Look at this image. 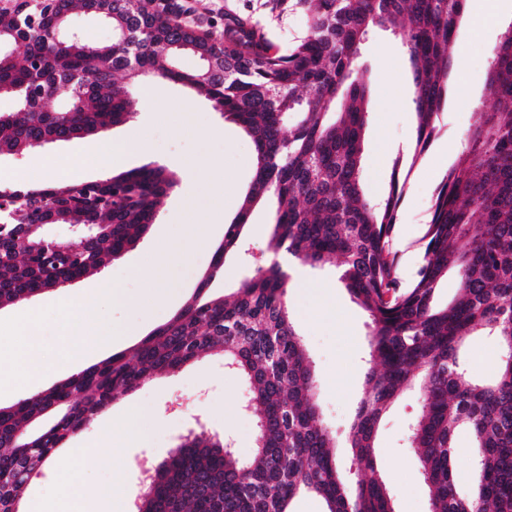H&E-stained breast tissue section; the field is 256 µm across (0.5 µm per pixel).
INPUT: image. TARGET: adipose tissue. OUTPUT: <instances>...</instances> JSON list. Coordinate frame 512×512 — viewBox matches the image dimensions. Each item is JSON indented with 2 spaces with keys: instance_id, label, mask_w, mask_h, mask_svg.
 I'll use <instances>...</instances> for the list:
<instances>
[{
  "instance_id": "adipose-tissue-1",
  "label": "adipose tissue",
  "mask_w": 512,
  "mask_h": 512,
  "mask_svg": "<svg viewBox=\"0 0 512 512\" xmlns=\"http://www.w3.org/2000/svg\"><path fill=\"white\" fill-rule=\"evenodd\" d=\"M103 296L115 304L131 305L135 302L134 297L115 282L103 281L97 287L86 291L70 314V338L61 352L63 360L78 362L84 355L85 340H92L97 348L105 349L123 339L122 330L98 321V304ZM149 422L150 416L146 411L136 405L130 406L128 426L122 434H115L106 428L101 431L102 441L111 445V452L101 453L95 448H87L86 465L113 467L115 456L120 455L124 448L147 444L151 439ZM60 498V512H111L112 496L109 491L100 487L71 486L61 493Z\"/></svg>"
}]
</instances>
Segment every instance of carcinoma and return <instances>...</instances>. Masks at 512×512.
<instances>
[{"label":"carcinoma","mask_w":512,"mask_h":512,"mask_svg":"<svg viewBox=\"0 0 512 512\" xmlns=\"http://www.w3.org/2000/svg\"><path fill=\"white\" fill-rule=\"evenodd\" d=\"M277 17L303 10L308 33L281 48L261 23L226 13L222 33L189 0H56L0 8V155H21L50 140L98 134L129 120V87L143 79L180 83L243 128L255 151L251 184L224 243L192 297L144 337L132 355L116 353L54 386L0 406V512H23V493L57 450L120 395L151 378L217 355L241 381V402L256 417L255 447L241 458L208 431L190 432L153 464L134 512H292L303 494L325 512H395L377 474V430L387 407L411 388L420 410L408 447L418 455L430 512H512V30L489 62L490 112L478 113L458 161L438 188L413 284L397 274L392 235L401 196L393 169L383 199L361 183L369 84L356 69L377 30L402 42L413 75L415 152L435 135L448 100L465 0H264ZM100 12L112 41L87 33L55 43L72 11ZM184 53L200 65L186 71ZM68 91V106L58 92ZM176 186L162 166L99 180L0 186L9 214L0 226V308L105 268L133 247ZM258 205L270 208L267 257L229 294L211 292L228 255L244 248ZM50 224H92L47 248ZM338 261L339 281L370 320L369 368L344 444L369 475L346 491L336 434L317 403L316 380L289 303V262L321 269ZM457 276V295L434 302ZM489 336L500 349L490 382L467 371L461 347ZM477 453L475 485L453 477L456 433Z\"/></svg>","instance_id":"1"}]
</instances>
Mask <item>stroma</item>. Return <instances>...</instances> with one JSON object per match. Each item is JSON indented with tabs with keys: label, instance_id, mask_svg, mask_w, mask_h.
Segmentation results:
<instances>
[{
	"label": "stroma",
	"instance_id": "35a3bbf8",
	"mask_svg": "<svg viewBox=\"0 0 512 512\" xmlns=\"http://www.w3.org/2000/svg\"><path fill=\"white\" fill-rule=\"evenodd\" d=\"M211 16L236 13L260 20L270 36L288 47L308 30L300 13L280 18L269 16L260 0H202ZM512 24V0H504L495 24L461 25L457 51L467 59L464 70L455 71L450 94L442 108L437 131L424 153L414 150L416 121L412 113V74L400 40L379 33L357 60L371 89L369 123L364 135L363 187L374 199L388 191L393 165L403 171L404 187L394 229L398 276L411 283L419 268L421 237L432 216L437 188L448 167L457 160L463 136L477 113L488 112L493 101L486 91L488 58L503 30ZM157 95L151 107H138L124 124L103 134L35 149L23 155L0 157V182L31 185L55 180L72 183L106 177L99 166L103 139L130 138L141 148L124 161L123 170L147 164L166 167L177 185L165 198L149 232L112 266L45 292L29 303L39 310L43 326L39 357L44 363L40 378L28 375L27 366L16 368L14 380L0 385V405L49 388L75 373V366L59 358L61 334L67 328L60 312L85 289L102 280H119L131 293L143 296L139 307H123L102 300L100 323L130 330V337L111 351L126 352L157 326L168 321L192 296L209 270L216 247L224 238V225L235 215L254 173V146L236 124L224 121L210 103L188 88L166 80L156 81ZM64 159L54 178H47L50 158ZM144 265L151 280L128 278L130 267ZM290 306L309 349L317 379L322 416L337 433H345L360 398L367 371L368 319L353 303L337 279L334 266L315 272L306 267L292 272ZM108 351V352H111ZM98 350L83 358L90 365L106 358ZM472 376L493 379L499 368V351L491 338L472 337L464 348ZM239 380L224 362L208 358L188 364L179 372L153 378L138 390L120 396L100 414L94 426L74 436L59 451L61 464L80 463L81 450L97 441L98 426L117 429L124 424L129 405L147 409L153 439L144 448L126 449L121 466L124 475L115 486V504L135 498L142 480L139 460L157 463L165 459L193 428L194 416L207 422L209 432L229 435L240 456L254 448L255 421L238 406ZM419 394L409 391L387 411L380 427L378 472L385 480L396 512H428L427 490L417 456L406 445L408 423L418 409Z\"/></svg>",
	"mask_w": 512,
	"mask_h": 512
}]
</instances>
